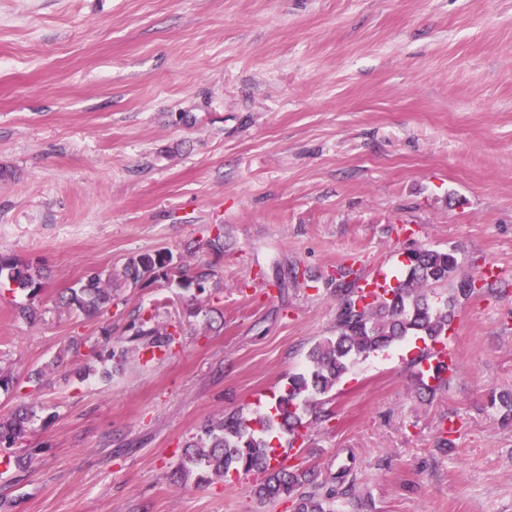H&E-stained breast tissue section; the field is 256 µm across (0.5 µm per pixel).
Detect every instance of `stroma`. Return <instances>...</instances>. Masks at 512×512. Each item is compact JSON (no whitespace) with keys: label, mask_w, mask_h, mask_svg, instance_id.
Here are the masks:
<instances>
[{"label":"stroma","mask_w":512,"mask_h":512,"mask_svg":"<svg viewBox=\"0 0 512 512\" xmlns=\"http://www.w3.org/2000/svg\"><path fill=\"white\" fill-rule=\"evenodd\" d=\"M424 247L500 292L460 305L434 396L402 344L306 415L336 512H512V0H0V253L48 271L0 286V418L33 411L0 512H294L252 473L174 481L182 448L303 372L347 271ZM155 252L174 272L125 277ZM92 271L101 313L56 305ZM146 317L167 353L118 362Z\"/></svg>","instance_id":"1"}]
</instances>
